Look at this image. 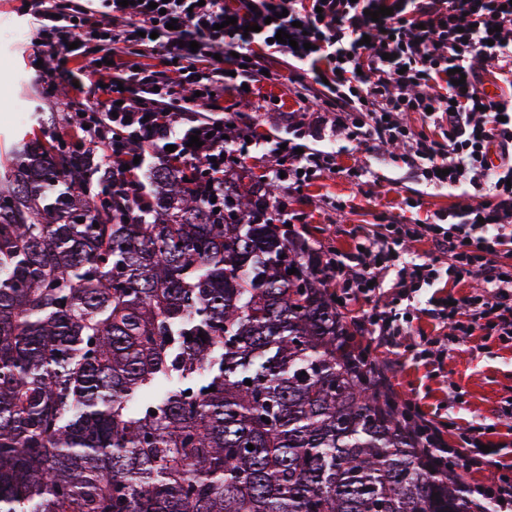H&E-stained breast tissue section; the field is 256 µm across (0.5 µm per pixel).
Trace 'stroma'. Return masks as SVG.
<instances>
[{
  "label": "stroma",
  "instance_id": "obj_1",
  "mask_svg": "<svg viewBox=\"0 0 512 512\" xmlns=\"http://www.w3.org/2000/svg\"><path fill=\"white\" fill-rule=\"evenodd\" d=\"M38 31L26 14L23 0H0V156L14 150L26 132L39 124L42 113H54L56 133L66 130V114L80 103L100 98L97 76L85 73L82 92L66 82H57L53 97H46L41 81L43 69L55 68L57 59H37L34 49ZM24 102L29 112L17 123L13 102ZM210 117H235L251 125L258 136L297 139L313 151L329 156L333 169L310 175L307 184L290 191L276 186L275 193L287 201V219L293 230L312 247L348 249L356 236L374 225L395 220L402 224L430 222L433 214L463 206L471 196L465 186L426 185L401 160V149L384 147L373 151L337 137L326 126L321 103H304L287 81L254 85L250 95L225 89L203 107ZM274 165L262 145L250 147L248 155L229 166L227 179L240 192H247ZM362 170L354 178L353 170ZM420 200L407 207L406 198ZM377 362L393 367L392 383L405 398H413L428 419L461 425L494 424L493 443L502 446V464L512 463V431L497 423L495 412L501 400L512 397V346L474 335L454 345L442 365L424 364L404 356L402 347L372 344ZM461 390L454 400L453 390Z\"/></svg>",
  "mask_w": 512,
  "mask_h": 512
}]
</instances>
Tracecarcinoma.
Wrapping results in <instances>:
<instances>
[{
    "instance_id": "cac0c4a2",
    "label": "carcinoma",
    "mask_w": 512,
    "mask_h": 512,
    "mask_svg": "<svg viewBox=\"0 0 512 512\" xmlns=\"http://www.w3.org/2000/svg\"><path fill=\"white\" fill-rule=\"evenodd\" d=\"M87 155L33 133L0 164V512H489L262 188L223 219L162 163L135 217Z\"/></svg>"
}]
</instances>
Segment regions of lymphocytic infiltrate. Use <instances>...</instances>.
Instances as JSON below:
<instances>
[{
	"label": "lymphocytic infiltrate",
	"instance_id": "1",
	"mask_svg": "<svg viewBox=\"0 0 512 512\" xmlns=\"http://www.w3.org/2000/svg\"><path fill=\"white\" fill-rule=\"evenodd\" d=\"M103 19L91 20L70 0H30L42 33V46L60 56L62 78L80 82L85 69L108 77L104 102L78 110L71 121L77 138L102 150L110 176L102 191L124 197L136 210L150 207L139 189L141 145L163 150L166 162L190 167L206 160L210 189L203 205L223 207L226 163L244 158L245 130L230 122H202L176 108V98L207 103L223 87L227 72L221 55L236 53V74L244 84L275 81L265 72L259 50L293 60L289 82L321 101L337 134L360 144H398L404 162L427 183H465L478 194L476 204L437 214L422 226L392 223L384 234L367 236L357 249L333 251L321 264L326 284H342L369 297L390 288L393 302L374 306L362 331L383 344L399 336L405 320L401 303H415L421 288L439 276L436 259L405 258L410 241H427L447 254L448 281L473 282L466 297L435 302L429 315L449 332L421 339L413 349L423 361H440L448 348L482 333L512 343V264L500 261L502 246L512 243V0H167L164 9L147 0L121 6L103 0ZM392 13L372 20L379 7ZM286 31L292 44L275 42ZM109 44L136 46L158 55L167 71L138 68L139 82L157 88V98L126 101L107 64L88 59V34ZM198 50H190V42ZM489 62L503 78L505 91L481 88L479 62ZM461 69L464 84H453L451 69ZM420 114L423 129L409 125ZM204 133L201 147L190 144ZM279 168L294 181L322 167L320 154L299 151L296 140L272 144ZM399 405L430 459L466 472L496 469L493 482L466 490L490 504L493 512H512V466L497 469L495 453L483 452L486 425L443 428L426 418L409 398ZM456 437L448 446L445 436Z\"/></svg>",
	"mask_w": 512,
	"mask_h": 512
}]
</instances>
